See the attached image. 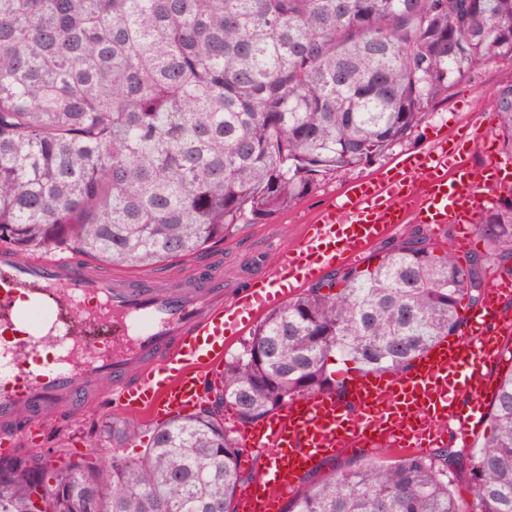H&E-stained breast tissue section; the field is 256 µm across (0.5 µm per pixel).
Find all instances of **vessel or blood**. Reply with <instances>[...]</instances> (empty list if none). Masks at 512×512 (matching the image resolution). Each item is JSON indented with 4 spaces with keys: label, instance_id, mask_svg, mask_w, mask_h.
<instances>
[{
    "label": "vessel or blood",
    "instance_id": "b4317fda",
    "mask_svg": "<svg viewBox=\"0 0 512 512\" xmlns=\"http://www.w3.org/2000/svg\"><path fill=\"white\" fill-rule=\"evenodd\" d=\"M465 138L483 153L481 168L466 166L460 145L443 138L377 178L351 183L341 204L319 211L297 244L229 296L220 277L180 293L144 280L119 288L88 276L67 251L48 246L23 257L0 245V457L45 443V424L23 421L21 413L62 420L74 396L106 378L112 388L99 396L97 411H144L159 424L200 412L221 381L227 340L287 302L299 284L338 261H359L403 224H450L455 248L472 247L480 213L512 191V170L497 162L487 131ZM511 337L512 276L495 273L457 333L411 368L351 378L343 395L298 397L239 427L243 444L265 454L267 464L240 491L237 512H280L303 475L342 451L424 450L449 432L467 442L484 425ZM43 348L50 359L32 363Z\"/></svg>",
    "mask_w": 512,
    "mask_h": 512
}]
</instances>
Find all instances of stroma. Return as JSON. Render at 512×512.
I'll list each match as a JSON object with an SVG mask.
<instances>
[{
  "mask_svg": "<svg viewBox=\"0 0 512 512\" xmlns=\"http://www.w3.org/2000/svg\"><path fill=\"white\" fill-rule=\"evenodd\" d=\"M512 84V61H494L474 71L435 103L427 118L411 135L394 145L370 165L352 171H336L321 176L315 188L290 209L257 222L239 225L217 247L215 259H176L146 274L153 282L199 281L210 272H219L225 288L232 289L260 276L273 263L281 246L295 241L303 225L311 223L320 209L340 199L356 180L375 177L400 159L427 149L436 136L455 135L462 127L494 125L492 103L499 90ZM122 415L97 414L85 410L74 418L72 432H84L85 445L99 448L101 464L112 456V442L104 435L106 425L122 422Z\"/></svg>",
  "mask_w": 512,
  "mask_h": 512,
  "instance_id": "1",
  "label": "stroma"
}]
</instances>
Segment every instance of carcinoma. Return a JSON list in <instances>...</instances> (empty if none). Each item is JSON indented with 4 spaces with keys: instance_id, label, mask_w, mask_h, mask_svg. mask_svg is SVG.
Segmentation results:
<instances>
[{
    "instance_id": "1",
    "label": "carcinoma",
    "mask_w": 512,
    "mask_h": 512,
    "mask_svg": "<svg viewBox=\"0 0 512 512\" xmlns=\"http://www.w3.org/2000/svg\"><path fill=\"white\" fill-rule=\"evenodd\" d=\"M496 59H512V0H0V243H62L99 277L195 258L370 164ZM493 107L511 151L512 85ZM477 228L463 264L418 228L269 312L207 408L157 426L141 456L125 422L105 467L71 455L65 425L56 462L0 460V512H235L251 477L224 410L246 425L342 392L333 356L410 368L481 302L488 266L512 275V193ZM488 427L465 455L354 458L283 512H512V369ZM465 462L470 503L448 479Z\"/></svg>"
}]
</instances>
